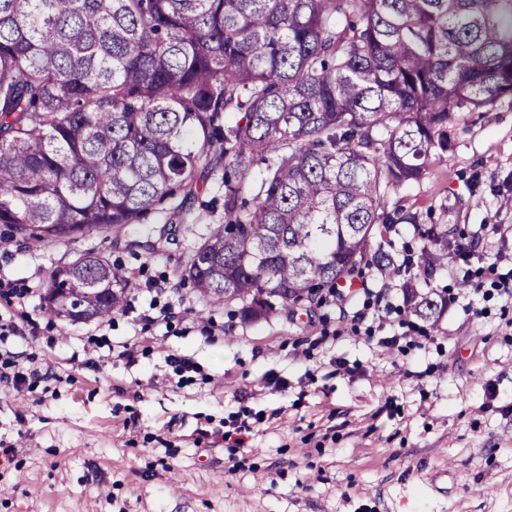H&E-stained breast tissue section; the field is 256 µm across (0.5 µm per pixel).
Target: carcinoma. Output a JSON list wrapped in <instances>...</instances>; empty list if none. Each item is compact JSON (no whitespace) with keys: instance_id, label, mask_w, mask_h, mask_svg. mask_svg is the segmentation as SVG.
I'll list each match as a JSON object with an SVG mask.
<instances>
[{"instance_id":"carcinoma-1","label":"carcinoma","mask_w":512,"mask_h":512,"mask_svg":"<svg viewBox=\"0 0 512 512\" xmlns=\"http://www.w3.org/2000/svg\"><path fill=\"white\" fill-rule=\"evenodd\" d=\"M502 98L512 0H0V224L33 247L138 224L222 164L224 223L181 276L265 317L419 224L390 196L448 153L454 115ZM419 235L444 265L448 230ZM50 287L79 322L133 283L90 252ZM404 292L421 319L448 307Z\"/></svg>"}]
</instances>
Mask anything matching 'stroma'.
<instances>
[{"instance_id": "1", "label": "stroma", "mask_w": 512, "mask_h": 512, "mask_svg": "<svg viewBox=\"0 0 512 512\" xmlns=\"http://www.w3.org/2000/svg\"><path fill=\"white\" fill-rule=\"evenodd\" d=\"M448 154L392 202L448 227V264L425 274L423 242L397 224L371 247L401 275L363 264L343 300L246 319L180 270L224 221V171L183 211L157 205L139 224L32 248L0 224V280L27 289L33 334L10 337L22 365L57 379L0 392V512H512V302L466 293L477 259L459 250L505 227L512 256V100L448 126ZM175 236L159 237L161 225ZM96 251L136 283L127 309L85 322L50 315L55 269ZM457 294L436 323L403 332L401 285ZM166 285L158 294L154 285ZM188 310L144 326L148 305ZM398 345H389L391 336ZM135 344L134 361L112 347ZM200 377L179 384L167 357ZM248 432H241V425Z\"/></svg>"}]
</instances>
